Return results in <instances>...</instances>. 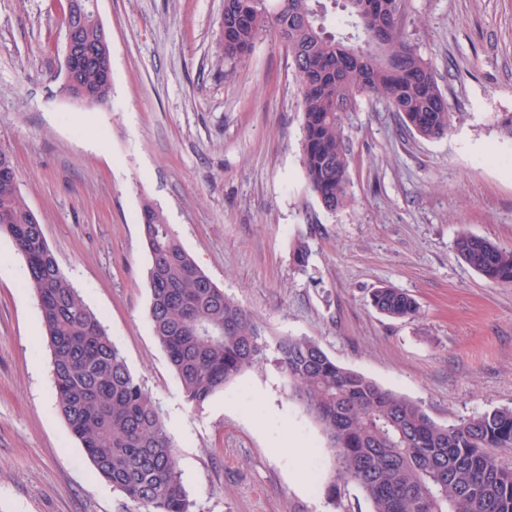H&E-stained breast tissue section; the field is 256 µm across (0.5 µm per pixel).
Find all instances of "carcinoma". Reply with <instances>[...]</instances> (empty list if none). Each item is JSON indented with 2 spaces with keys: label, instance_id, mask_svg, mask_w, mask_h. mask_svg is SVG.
Instances as JSON below:
<instances>
[{
  "label": "carcinoma",
  "instance_id": "1",
  "mask_svg": "<svg viewBox=\"0 0 512 512\" xmlns=\"http://www.w3.org/2000/svg\"><path fill=\"white\" fill-rule=\"evenodd\" d=\"M350 32L326 31L325 0H224V60L245 61L270 36L288 48L299 81L302 163L308 190L334 212L348 202L350 148L342 113L370 93L386 102L405 129L425 139L448 131V100L429 61L402 34L395 0H330ZM72 0L65 21L78 47L104 50L98 26ZM61 93L99 106L112 87L79 71ZM0 234L24 260L51 355L56 410L80 443L94 474L134 502L139 512H193L176 445L155 398L129 368L103 320L61 270L42 225L21 194L13 168L0 172ZM150 255L149 323L188 405L200 408L224 385L274 353L289 397L318 426L334 468L370 502L371 512H512V408L499 407L450 424L417 403L332 360L307 336L269 345L250 314L198 266L153 202L142 203ZM458 257L487 281L512 286V247L461 232ZM382 314L419 312L409 294L373 291Z\"/></svg>",
  "mask_w": 512,
  "mask_h": 512
}]
</instances>
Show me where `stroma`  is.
I'll return each mask as SVG.
<instances>
[{
  "instance_id": "stroma-1",
  "label": "stroma",
  "mask_w": 512,
  "mask_h": 512,
  "mask_svg": "<svg viewBox=\"0 0 512 512\" xmlns=\"http://www.w3.org/2000/svg\"><path fill=\"white\" fill-rule=\"evenodd\" d=\"M112 99L64 98L66 0H0V149L62 271L159 401L194 512H371L273 365L192 409L149 326L138 214L163 211L201 269L267 339L314 338L336 363L446 423L512 407V287L458 259L457 232L512 246V0H404L402 30L448 98L447 133L403 130L372 94L343 116L349 202L308 191L285 48L224 62V0H99ZM306 268L292 243L309 234ZM23 261L0 235V512H137L94 475L55 410ZM411 295L393 320L374 288ZM371 303L379 312L394 319L411 318L419 312L414 298L390 287L376 288L372 293Z\"/></svg>"
}]
</instances>
